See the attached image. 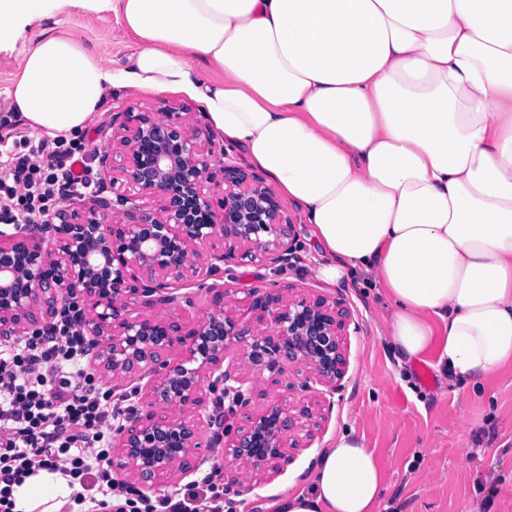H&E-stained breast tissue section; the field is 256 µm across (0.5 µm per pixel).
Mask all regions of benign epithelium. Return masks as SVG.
<instances>
[{"label": "benign epithelium", "mask_w": 512, "mask_h": 512, "mask_svg": "<svg viewBox=\"0 0 512 512\" xmlns=\"http://www.w3.org/2000/svg\"><path fill=\"white\" fill-rule=\"evenodd\" d=\"M212 142L173 110L122 112L112 118V141L99 154L112 171V197L93 195L82 209L68 204L59 223L35 230H0V335L46 326L59 307H81L96 357L114 376L150 372L142 409L116 434L112 460L143 483L192 469L199 435L213 423L210 405L248 407L256 380L224 368V351L246 342L244 357L259 373L301 375L297 388L319 397L259 414L246 425L224 424L231 464L274 473L292 461L290 450L311 447L320 424L315 407L347 372L350 315L323 297L250 295L247 324L239 301L212 281L240 260L288 263L296 224L275 192L227 160L211 170ZM156 198L148 209L144 200ZM207 243L202 254L197 246ZM182 288L205 290L206 318L183 329L170 319L133 317L134 301L178 306ZM304 437H299V434Z\"/></svg>", "instance_id": "1"}]
</instances>
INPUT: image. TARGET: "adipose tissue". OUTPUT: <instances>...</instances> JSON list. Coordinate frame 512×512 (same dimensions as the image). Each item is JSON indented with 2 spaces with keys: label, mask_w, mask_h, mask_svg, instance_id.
<instances>
[{
  "label": "adipose tissue",
  "mask_w": 512,
  "mask_h": 512,
  "mask_svg": "<svg viewBox=\"0 0 512 512\" xmlns=\"http://www.w3.org/2000/svg\"><path fill=\"white\" fill-rule=\"evenodd\" d=\"M114 14L138 49L108 69L76 33L24 53L5 109L50 138L115 88L193 96L292 202L327 257L369 274L383 334L432 356L455 393L512 365V0H0V48L64 8ZM47 468L14 512L73 506ZM374 452L349 430L268 512H385Z\"/></svg>",
  "instance_id": "ef3b65f1"
}]
</instances>
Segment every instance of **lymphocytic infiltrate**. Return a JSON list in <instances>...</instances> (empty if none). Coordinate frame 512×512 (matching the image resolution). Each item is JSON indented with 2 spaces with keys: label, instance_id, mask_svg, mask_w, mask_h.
<instances>
[{
  "label": "lymphocytic infiltrate",
  "instance_id": "obj_1",
  "mask_svg": "<svg viewBox=\"0 0 512 512\" xmlns=\"http://www.w3.org/2000/svg\"><path fill=\"white\" fill-rule=\"evenodd\" d=\"M20 150L0 159V220L44 224L59 200L93 193L82 143L31 139L12 129ZM89 341L77 311L67 308L46 327L0 336V512H12V487L39 469L61 470L80 489L77 502L125 496L129 512H224L218 472L194 481L178 496L131 498L113 478L112 438L132 408L127 395L103 388L90 369Z\"/></svg>",
  "mask_w": 512,
  "mask_h": 512
}]
</instances>
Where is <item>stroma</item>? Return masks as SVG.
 I'll use <instances>...</instances> for the list:
<instances>
[{
    "instance_id": "35a3bbf8",
    "label": "stroma",
    "mask_w": 512,
    "mask_h": 512,
    "mask_svg": "<svg viewBox=\"0 0 512 512\" xmlns=\"http://www.w3.org/2000/svg\"><path fill=\"white\" fill-rule=\"evenodd\" d=\"M118 29L115 17H91L73 8L25 25L16 41L0 50V102L6 97L20 56L48 34L77 32L83 46L106 68L128 67L137 47L121 37ZM131 106H169L185 113L190 125L209 135L218 149L211 159L212 168H219L225 157L237 155L233 149L220 154L224 137L208 123L194 98L116 89L81 136L100 186H108L109 176L97 155L112 140L113 116ZM296 231L288 265L232 264L221 273V282L243 300L253 291L277 294L289 287L297 294L340 301L360 329L348 338V372L311 447L294 450L292 463L278 475L258 482L252 491L226 495L225 504L238 512H264V505L283 487L301 484L310 475L330 438L351 429L363 436L376 454L384 473L386 498L397 512H464L468 501L478 494L486 497L491 512H512V367L484 381L481 393L458 397L427 361L398 365L393 349L379 335L382 297L355 276L335 285L317 278L324 257L311 239L308 225L297 224ZM296 380L291 368L276 381L259 380L250 412L298 402L299 394L289 388ZM212 438V430L203 429L193 470L156 480L145 488V495L155 499L171 494L211 467L224 466L225 448L213 444ZM494 468L499 471L498 479L486 482L488 471Z\"/></svg>"
}]
</instances>
